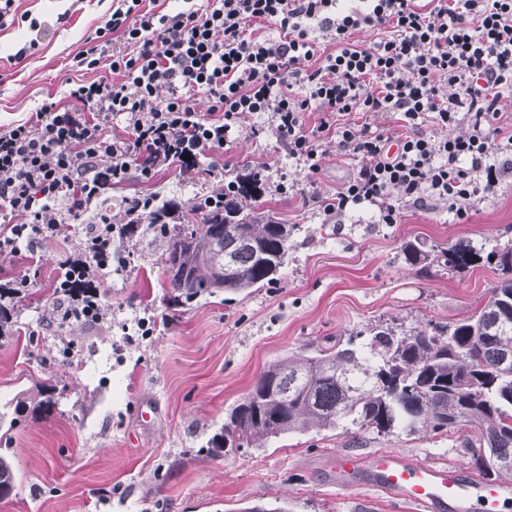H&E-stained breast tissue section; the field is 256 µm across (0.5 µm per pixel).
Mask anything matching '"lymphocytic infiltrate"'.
<instances>
[{"instance_id": "f902f5d3", "label": "lymphocytic infiltrate", "mask_w": 512, "mask_h": 512, "mask_svg": "<svg viewBox=\"0 0 512 512\" xmlns=\"http://www.w3.org/2000/svg\"><path fill=\"white\" fill-rule=\"evenodd\" d=\"M255 24L275 37L252 36ZM387 26L391 35L373 46L350 41ZM315 27L330 33L333 52ZM73 63L108 66L116 79L76 83L34 117L0 127L1 257L39 260L66 216L131 173L149 181L173 168L216 171L233 130L258 113L305 174L320 171L330 137L354 160L335 194L312 199L327 224L364 203L384 224L400 223L405 202L453 211L512 172V128L500 124L512 95V0H210L173 15L158 0H120ZM199 93L208 112L192 104ZM383 115L402 127L397 146L371 131ZM427 120L456 133L432 139ZM116 231L102 213L57 281L109 275Z\"/></svg>"}]
</instances>
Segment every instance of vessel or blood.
I'll return each instance as SVG.
<instances>
[{"mask_svg": "<svg viewBox=\"0 0 512 512\" xmlns=\"http://www.w3.org/2000/svg\"><path fill=\"white\" fill-rule=\"evenodd\" d=\"M334 469L343 477L364 473L370 486L420 512H496L500 502L512 499L511 481L487 482L458 464L427 465L393 451L365 458L341 453Z\"/></svg>", "mask_w": 512, "mask_h": 512, "instance_id": "1", "label": "vessel or blood"}]
</instances>
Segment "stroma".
<instances>
[{
  "label": "stroma",
  "mask_w": 512,
  "mask_h": 512,
  "mask_svg": "<svg viewBox=\"0 0 512 512\" xmlns=\"http://www.w3.org/2000/svg\"><path fill=\"white\" fill-rule=\"evenodd\" d=\"M113 6V0H15L13 24L0 28V125L26 121L47 98H62L72 81L95 79L72 60ZM22 47L28 53L16 59ZM327 150L321 171L306 176L267 115L257 114L236 129L213 177L166 171L145 183L134 175L109 194L105 207L120 224L125 197L160 192L184 214L194 198L222 192L235 176L257 175L269 208L300 227L287 266L261 290L172 305L162 245L141 234L114 246L127 262L112 268L107 320L56 328L48 307L54 270L79 248L78 227L95 221V204L79 221L61 225L43 246L39 266L21 259L0 264L30 281L12 331L0 335V455L18 474L0 512H241L263 503L286 504L289 512H419L396 505L362 476L341 481L331 462L344 451L365 457L389 450L430 465L460 463L456 436L420 430L357 440L335 430L295 433L236 455L201 451L269 364L332 346L379 321L406 327L456 321L497 279L488 264L417 271L403 260L407 241L512 245V173L494 194L465 202L461 219L435 202L405 206L401 223L383 224L376 208L364 204L339 223H322L306 197L334 194L354 167L335 145ZM283 179L298 184L299 194H275L273 184ZM63 338L77 347L72 359L57 355ZM146 403L157 408L147 422L137 417Z\"/></svg>",
  "instance_id": "stroma-1"
}]
</instances>
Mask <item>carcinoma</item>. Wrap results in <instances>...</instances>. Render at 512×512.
I'll list each match as a JSON object with an SVG mask.
<instances>
[{"instance_id":"carcinoma-1","label":"carcinoma","mask_w":512,"mask_h":512,"mask_svg":"<svg viewBox=\"0 0 512 512\" xmlns=\"http://www.w3.org/2000/svg\"><path fill=\"white\" fill-rule=\"evenodd\" d=\"M265 188L240 175L218 210L201 216V227L165 217L169 200H158L147 229L164 241L163 262L177 268L171 301L177 305L240 293L271 284L288 264L296 224L270 214ZM224 225V237L211 230ZM402 252L426 272L495 262L498 280L470 316L452 323L428 321L406 332L383 322L350 334L315 356H288L271 364L242 402L226 415L207 454L226 447L261 448L293 433L332 431L389 436L429 430L457 434L468 464L485 480L500 478L512 460V247L486 249L469 240L448 247L407 242ZM224 269V284L218 271ZM12 465L0 456V491L14 488Z\"/></svg>"}]
</instances>
